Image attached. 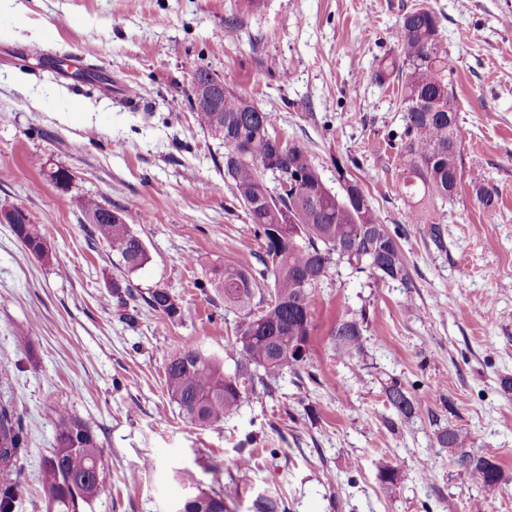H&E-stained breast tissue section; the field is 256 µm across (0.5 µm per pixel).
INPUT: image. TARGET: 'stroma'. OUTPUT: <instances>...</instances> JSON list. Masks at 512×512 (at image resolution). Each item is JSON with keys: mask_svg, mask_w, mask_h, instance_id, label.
I'll return each instance as SVG.
<instances>
[{"mask_svg": "<svg viewBox=\"0 0 512 512\" xmlns=\"http://www.w3.org/2000/svg\"><path fill=\"white\" fill-rule=\"evenodd\" d=\"M20 2L0 14V211L47 225L49 256L0 222V405L27 438L12 512H46L41 469L60 409L105 448V482L84 512H173L183 468L203 487L237 486L231 512H253L260 496L286 512H471L477 501L512 512V0H426L453 71L463 176L453 201L422 209L402 189L400 91L372 79L414 0ZM201 69L271 112L332 190L344 163L410 273L405 286L331 269L314 288L300 368L205 428L170 401L165 367L185 345L223 355L242 315L210 287L211 269L261 268L263 249L224 179L223 144L194 121ZM479 186L494 189L492 210ZM90 197L132 208L142 268L89 236ZM116 288L134 321L109 304ZM157 288L178 315L148 307ZM350 315L366 326L353 356L331 339ZM396 381L419 402L412 418L387 399ZM448 427L471 450L495 449L505 484L458 472L436 443ZM383 462L394 483L381 481Z\"/></svg>", "mask_w": 512, "mask_h": 512, "instance_id": "stroma-1", "label": "stroma"}]
</instances>
